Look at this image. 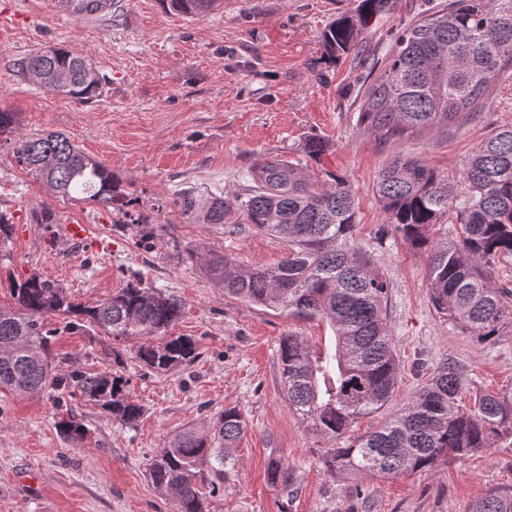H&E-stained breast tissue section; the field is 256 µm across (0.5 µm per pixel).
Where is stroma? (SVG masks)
Here are the masks:
<instances>
[{"instance_id":"1","label":"stroma","mask_w":512,"mask_h":512,"mask_svg":"<svg viewBox=\"0 0 512 512\" xmlns=\"http://www.w3.org/2000/svg\"><path fill=\"white\" fill-rule=\"evenodd\" d=\"M47 2L0 0L36 16L30 25L0 26V109L17 114L22 132L63 133L111 166L129 197L150 207L158 230L141 242L116 228L112 209L58 200L0 142V212L13 224L0 246V300L33 275L62 285L77 303L108 299L138 282L180 300L174 331L196 339L200 356L187 370L158 374L139 363L137 341L119 344L97 328L66 330L46 316L57 332L51 353L59 369L122 376L144 413L126 427L68 399L88 430L76 448L56 426L52 396L0 391V512H174L173 499L147 475L149 461L175 432L205 429L227 407L243 411L248 430L234 452L236 476L210 497V512H467L489 489L512 488L511 438L433 472L391 480L326 475L325 442L284 400L278 350L291 333L333 348L332 330L225 295L198 262L222 252L245 266L272 264L285 245L245 224L189 223L172 205L190 186L237 189L260 159L298 157L308 136L325 137L331 149L316 168L345 177L355 196V242L390 282L386 311L400 369L385 409L360 419L347 439L382 424L445 362L456 367L467 395L512 389V327L488 344L440 319L429 302L426 252L394 233L379 234L385 214L375 194L379 172L399 153L459 180L476 146L512 126V69L464 122L384 141L357 124L367 76L361 56L348 54L321 74L310 68L322 54L324 28L360 0H224L222 10L202 19L169 12L160 0H118L107 24L58 19ZM439 2L391 0L370 23L364 46L385 52L404 24ZM45 46L88 56L106 80L102 96L80 101L20 81L14 60ZM47 211L53 223H42ZM73 217L93 227L80 245L62 232ZM272 456L287 461L293 493L269 483Z\"/></svg>"}]
</instances>
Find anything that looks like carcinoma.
Instances as JSON below:
<instances>
[{"label":"carcinoma","instance_id":"cac0c4a2","mask_svg":"<svg viewBox=\"0 0 512 512\" xmlns=\"http://www.w3.org/2000/svg\"><path fill=\"white\" fill-rule=\"evenodd\" d=\"M163 7L202 19L224 0H160ZM390 0H361L356 13L333 21L321 34L324 63L358 49L372 19ZM89 58L56 48L14 61L18 79L49 93L80 100L102 95ZM512 67V0H450L406 24L384 54V65L361 97L358 123L382 138L437 131L474 111L498 73ZM16 113L0 110V137L13 145L17 162L70 202H98L123 215L124 223L153 234L151 215L134 209L112 167L87 158L64 135L18 131ZM330 148L312 135L298 159L269 156L248 172L240 191L202 194L178 191L172 205L194 224H225L234 214L250 229L282 241L288 255L274 265L242 267L226 253L206 256L204 269L224 293L247 304L327 323L334 351L290 334L279 344L288 408L313 434L339 441L356 420L389 403L399 368L387 313L388 283L372 256L355 245L357 205L348 181L309 166ZM376 193L385 224L410 248L428 252V291L440 317L480 342L512 326V288L496 280L512 259V126L501 127L465 160L462 184L427 162L398 153L379 173ZM442 224H457V240L433 237ZM0 303V389L17 397L66 391L133 427L143 408L120 377L75 368L60 373L51 360L52 331L43 317L55 315L69 329L98 327L123 342L139 341L136 357L148 369L174 373L199 357L190 336L171 328L181 304L157 288L129 283L105 301L75 304L63 287L39 276L9 289ZM57 427L73 446L87 435L71 409ZM247 429L244 413L226 408L210 428L173 435L148 467L152 484L169 494L175 512H209L212 489L229 480L231 449ZM512 436V391L483 394L464 404L453 366H439L429 382L376 429L322 454L324 471L384 479L433 471L448 458H464ZM271 483L293 491L288 463L268 461ZM468 512H512V490L493 488Z\"/></svg>","mask_w":512,"mask_h":512}]
</instances>
